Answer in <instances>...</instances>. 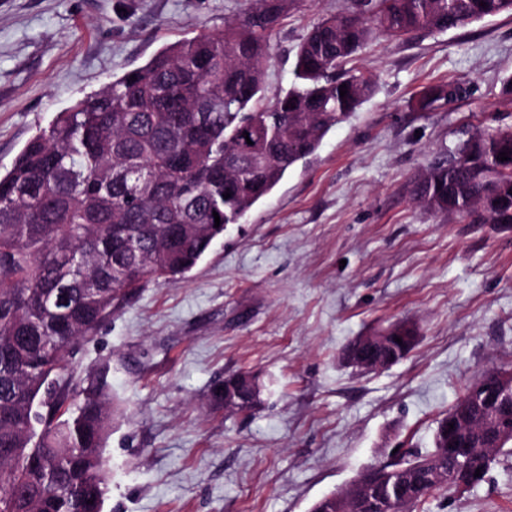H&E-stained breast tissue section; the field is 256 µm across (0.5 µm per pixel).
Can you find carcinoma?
I'll return each mask as SVG.
<instances>
[{
  "label": "carcinoma",
  "mask_w": 512,
  "mask_h": 512,
  "mask_svg": "<svg viewBox=\"0 0 512 512\" xmlns=\"http://www.w3.org/2000/svg\"><path fill=\"white\" fill-rule=\"evenodd\" d=\"M502 13L512 0H353L352 11L311 26L294 86L268 104L280 15L248 0L224 28L162 47L34 135L0 172V512H97L117 406L104 375L74 380L68 348L147 283L190 272L373 95L371 73L343 70L373 36L444 32ZM462 93L429 85L416 105L431 111ZM411 194L468 224H512V127L475 128ZM396 465L415 491L385 512H419L450 490L428 482L430 469L463 479L436 437Z\"/></svg>",
  "instance_id": "cac0c4a2"
}]
</instances>
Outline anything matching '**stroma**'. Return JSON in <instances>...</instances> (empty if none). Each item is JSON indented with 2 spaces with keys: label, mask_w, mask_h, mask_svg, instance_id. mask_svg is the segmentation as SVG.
<instances>
[{
  "label": "stroma",
  "mask_w": 512,
  "mask_h": 512,
  "mask_svg": "<svg viewBox=\"0 0 512 512\" xmlns=\"http://www.w3.org/2000/svg\"><path fill=\"white\" fill-rule=\"evenodd\" d=\"M244 7L0 0V171L58 112ZM350 7L299 0L279 21L266 101L290 88L308 29ZM348 67L376 75L374 95L184 278L147 284L71 347L76 375L105 374L119 406L104 512H309L393 450H430L465 382L512 366V229L425 212L410 194L473 127L512 126V15L376 37ZM431 83L464 93L415 111ZM402 320L420 341L399 364L342 363L354 337ZM243 371L263 384L261 405H211L213 387ZM423 512H512V455Z\"/></svg>",
  "instance_id": "obj_1"
}]
</instances>
